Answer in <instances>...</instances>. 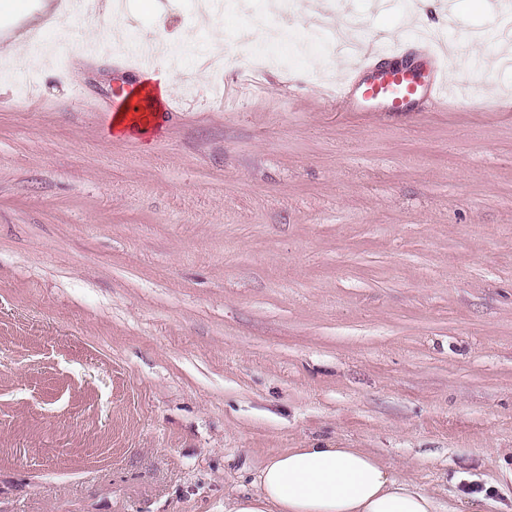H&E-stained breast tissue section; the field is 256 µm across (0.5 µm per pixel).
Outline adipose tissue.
I'll list each match as a JSON object with an SVG mask.
<instances>
[{
    "label": "adipose tissue",
    "mask_w": 512,
    "mask_h": 512,
    "mask_svg": "<svg viewBox=\"0 0 512 512\" xmlns=\"http://www.w3.org/2000/svg\"><path fill=\"white\" fill-rule=\"evenodd\" d=\"M175 67L136 88L139 104L116 114V130L147 126L173 87ZM484 494L441 508L401 471L362 448H289L270 454L254 487L224 499V512H486Z\"/></svg>",
    "instance_id": "ef3b65f1"
}]
</instances>
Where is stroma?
Masks as SVG:
<instances>
[{
  "instance_id": "stroma-1",
  "label": "stroma",
  "mask_w": 512,
  "mask_h": 512,
  "mask_svg": "<svg viewBox=\"0 0 512 512\" xmlns=\"http://www.w3.org/2000/svg\"><path fill=\"white\" fill-rule=\"evenodd\" d=\"M124 0L178 47L144 130L107 15L43 25L54 58L0 101V512H224L287 448H363L441 503L512 512V70L445 76L405 112L337 103L306 0ZM450 43L506 15L469 0ZM410 0H336L367 36ZM270 15L287 42L236 36ZM177 68L168 62L163 67V74L148 75L136 88L134 94L141 96L139 104L118 112L114 117L113 127L118 131L147 126L158 111L173 87V76Z\"/></svg>"
}]
</instances>
